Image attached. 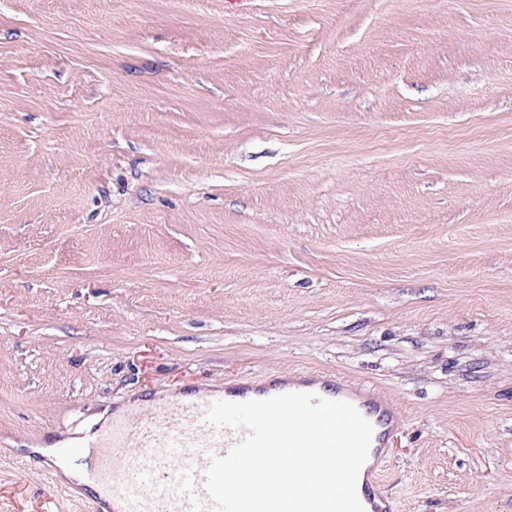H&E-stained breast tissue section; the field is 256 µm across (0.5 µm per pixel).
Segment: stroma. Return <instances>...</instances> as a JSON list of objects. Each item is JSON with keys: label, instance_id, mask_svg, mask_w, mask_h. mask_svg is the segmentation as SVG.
I'll return each instance as SVG.
<instances>
[{"label": "stroma", "instance_id": "1", "mask_svg": "<svg viewBox=\"0 0 512 512\" xmlns=\"http://www.w3.org/2000/svg\"><path fill=\"white\" fill-rule=\"evenodd\" d=\"M303 372L394 404L397 512H512V0H0V512Z\"/></svg>", "mask_w": 512, "mask_h": 512}]
</instances>
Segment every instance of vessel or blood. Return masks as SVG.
Returning a JSON list of instances; mask_svg holds the SVG:
<instances>
[{"label": "vessel or blood", "instance_id": "vessel-or-blood-1", "mask_svg": "<svg viewBox=\"0 0 512 512\" xmlns=\"http://www.w3.org/2000/svg\"><path fill=\"white\" fill-rule=\"evenodd\" d=\"M329 387L332 398L362 406L382 431L370 453L371 471L364 499L371 512H393L379 488L386 462V430L399 421L393 405L369 389H352L339 377L306 378L303 392L315 385ZM218 392L185 401L156 402L136 419L116 420L95 434L84 436L75 454L82 459L88 483L106 487L125 512H213L204 487L211 456H223L248 434L244 428L214 427L205 420Z\"/></svg>", "mask_w": 512, "mask_h": 512}]
</instances>
